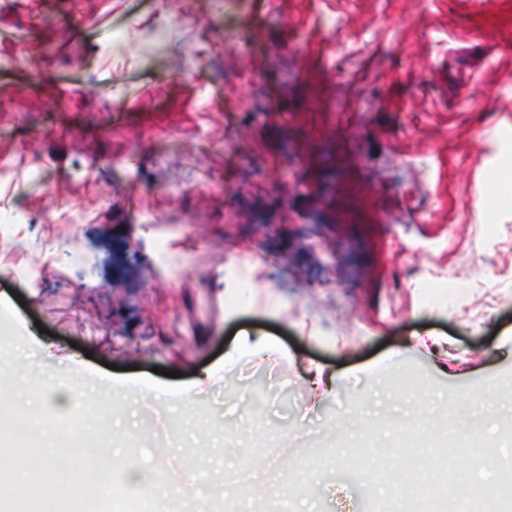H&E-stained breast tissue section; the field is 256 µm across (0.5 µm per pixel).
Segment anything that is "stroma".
Wrapping results in <instances>:
<instances>
[{
    "mask_svg": "<svg viewBox=\"0 0 512 512\" xmlns=\"http://www.w3.org/2000/svg\"><path fill=\"white\" fill-rule=\"evenodd\" d=\"M506 126L512 0H0V360L79 370L130 459L377 512L409 483L336 449L473 428L504 449L512 141L482 153ZM242 336L280 353L224 369ZM107 364L181 372L197 400L87 376Z\"/></svg>",
    "mask_w": 512,
    "mask_h": 512,
    "instance_id": "35a3bbf8",
    "label": "stroma"
}]
</instances>
